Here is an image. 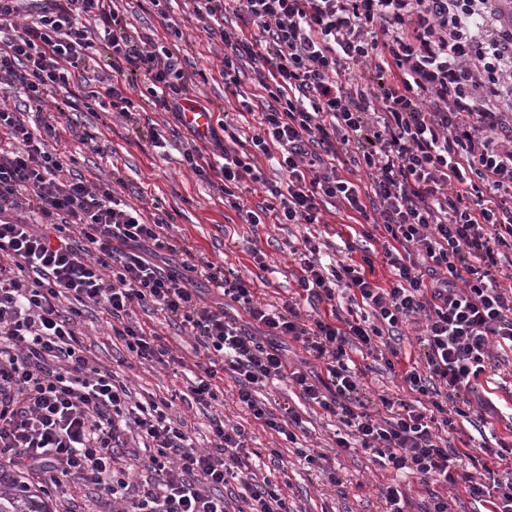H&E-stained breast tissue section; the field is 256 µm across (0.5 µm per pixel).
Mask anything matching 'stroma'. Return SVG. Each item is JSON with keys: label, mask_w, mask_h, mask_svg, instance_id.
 <instances>
[{"label": "stroma", "mask_w": 512, "mask_h": 512, "mask_svg": "<svg viewBox=\"0 0 512 512\" xmlns=\"http://www.w3.org/2000/svg\"><path fill=\"white\" fill-rule=\"evenodd\" d=\"M120 8L141 32H154L157 46L181 42L185 70L193 76L199 103L224 106V80L219 74L223 53L198 21L185 20L183 35L177 38L164 28L149 0H122ZM53 96L74 103L69 118L75 133L68 141L75 174L92 183L112 184L119 198L131 206L158 211L170 224L175 239L192 251L203 252L227 275L240 276L260 301L278 306L292 294L299 269L288 248L301 246L306 237L317 238L327 252L343 261L360 260L364 247H371L376 252L374 279L382 283L391 280L390 266L378 255L384 233L375 231L374 242H367L363 218L330 206L325 208L321 224H246L224 205L217 189L177 164L178 151L190 142L191 135L171 115L147 108L140 111L137 124L130 125L99 105H87L77 87L57 89ZM155 130L168 140V151L160 153L151 147L149 139ZM255 247L264 252V263L253 259ZM79 331L91 356L128 378L133 393L167 397L182 389V379L175 377L171 368L140 363L123 342L111 339L106 317L97 310L85 313ZM403 334L401 348L407 356L399 360L396 369L381 363L372 366L368 384L375 393L403 394L401 373L410 367L407 357L417 348V331L408 324ZM502 357L501 376L484 373L474 382L478 394L495 404V412L471 423H458L448 436L453 447L493 448L512 439V352H503ZM270 395L280 406L299 412L308 430L299 444L321 460L320 465H307L271 430L252 426L251 448L260 453L271 480L290 481L294 508L298 512H379L378 488L393 482V474L374 466L363 450L337 448L330 419L320 407L307 404L294 388L284 384ZM331 469L338 483L328 480ZM36 484L48 488L53 512H106L108 507L106 492L87 480L63 477L48 483L40 478Z\"/></svg>", "instance_id": "1"}]
</instances>
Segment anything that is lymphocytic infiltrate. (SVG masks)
<instances>
[{
    "label": "lymphocytic infiltrate",
    "mask_w": 512,
    "mask_h": 512,
    "mask_svg": "<svg viewBox=\"0 0 512 512\" xmlns=\"http://www.w3.org/2000/svg\"><path fill=\"white\" fill-rule=\"evenodd\" d=\"M197 21L234 11L239 26L210 38L224 45V90L238 96L237 61L255 66L263 94L259 131L236 149L224 120V162L214 165L200 141L213 137V111L192 95L179 47L150 49L114 0H0V87L22 94L21 111L0 108V466L28 475L82 477L112 496V512H229L217 488L236 484L244 512H293L281 485L258 477L246 424L214 412L231 379L251 419L288 443L298 441L295 410L276 415L260 390L295 388L334 425L337 447H359L375 464L416 477L423 512H448L447 495L464 486L485 512H512V444L489 454L495 470L446 433L489 401L463 397L472 379L497 369L494 349L512 350V6L502 0H192ZM35 25L17 26L22 14ZM111 72L84 85V100L108 102L134 121L141 104L127 95L144 79L145 105L171 113L196 136L178 162L214 185L248 224H317L336 201L359 215L376 209L386 233L388 286L361 262L327 266L311 238L290 254L297 285L316 312L254 300L241 278L218 276L203 256L185 257L161 216L118 201L111 185L88 186L69 174L60 123L30 126L50 91L66 87L95 45ZM205 124H198V117ZM273 161L269 180L260 159ZM369 171L374 199L364 203L348 171ZM476 182L474 204L448 186ZM260 185L267 201L244 197ZM184 255L182 272L165 270ZM203 279L250 319L243 326L212 309L195 286ZM327 304L319 312V304ZM110 321L112 338L137 358H176L157 332L130 320L135 308L163 316L210 351L208 365L185 379L182 398L208 410L214 445L192 446L171 402L134 400L124 378L87 355L77 326L89 308ZM421 321L419 357L403 371L417 405L373 396L359 351L393 367L407 322ZM301 343L324 377L288 361L276 341ZM146 479L132 480L136 469Z\"/></svg>",
    "instance_id": "1"
}]
</instances>
